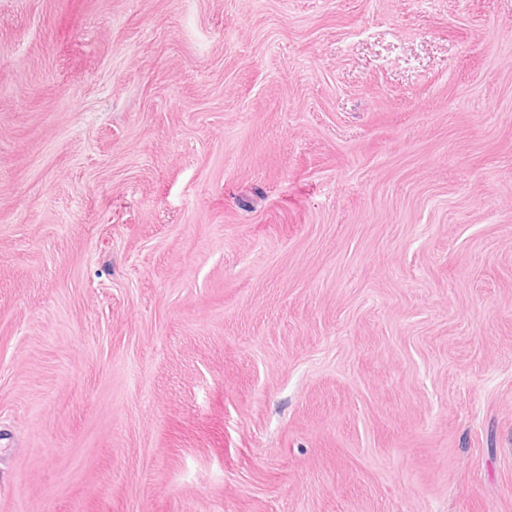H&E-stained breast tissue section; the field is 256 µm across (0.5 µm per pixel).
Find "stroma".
<instances>
[{"label": "stroma", "mask_w": 512, "mask_h": 512, "mask_svg": "<svg viewBox=\"0 0 512 512\" xmlns=\"http://www.w3.org/2000/svg\"><path fill=\"white\" fill-rule=\"evenodd\" d=\"M0 512H512V0H0Z\"/></svg>", "instance_id": "1"}]
</instances>
